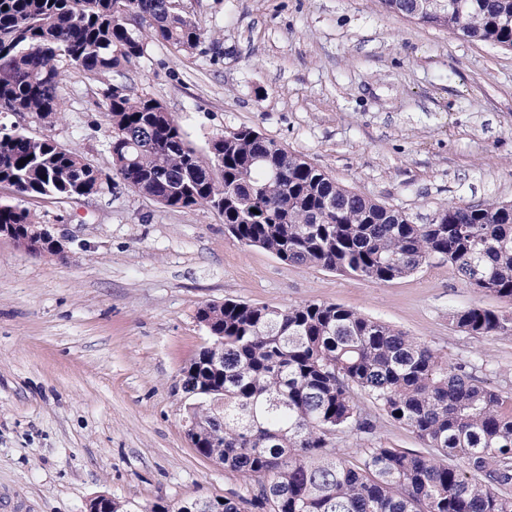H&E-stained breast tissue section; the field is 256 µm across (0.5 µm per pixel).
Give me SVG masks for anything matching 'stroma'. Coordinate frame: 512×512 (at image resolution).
<instances>
[{"label": "stroma", "instance_id": "obj_1", "mask_svg": "<svg viewBox=\"0 0 512 512\" xmlns=\"http://www.w3.org/2000/svg\"><path fill=\"white\" fill-rule=\"evenodd\" d=\"M192 53L154 42L130 65L190 143L241 126L358 194L426 224L446 205L512 202V50L387 12L380 0H182ZM101 82L70 76L63 114L6 115L112 170ZM65 258L0 236V512H81L106 494L180 503L243 491L185 434L182 371L208 339L197 311L227 299L333 303L391 324L448 361H483L512 394V337L454 330L474 305L512 315L435 257L374 283L240 243L207 207L168 208L123 184L29 201Z\"/></svg>", "mask_w": 512, "mask_h": 512}]
</instances>
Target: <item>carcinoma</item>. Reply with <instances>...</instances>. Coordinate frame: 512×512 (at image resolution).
<instances>
[{
    "instance_id": "carcinoma-1",
    "label": "carcinoma",
    "mask_w": 512,
    "mask_h": 512,
    "mask_svg": "<svg viewBox=\"0 0 512 512\" xmlns=\"http://www.w3.org/2000/svg\"><path fill=\"white\" fill-rule=\"evenodd\" d=\"M381 0L386 11L512 49V0ZM8 10H3V7ZM204 32L166 0H0V114L61 113L64 77L122 74L151 42L196 50ZM112 173L48 136L0 125V235L53 251L25 200L90 198L119 179L169 208L208 206L235 238L279 260L377 283L442 257L470 286L512 302V203L451 205L427 224L354 193L258 130L204 151L175 117L128 83H107ZM256 212H251V209ZM198 319L224 337V373L201 348L183 369L196 452L249 481L211 512H512V401L471 361L450 362L406 332L332 303L280 309L226 299ZM471 336H512V317L475 305L448 313ZM376 405L427 451L391 448L362 408ZM364 442L350 463L337 443ZM113 499L105 512H184Z\"/></svg>"
}]
</instances>
